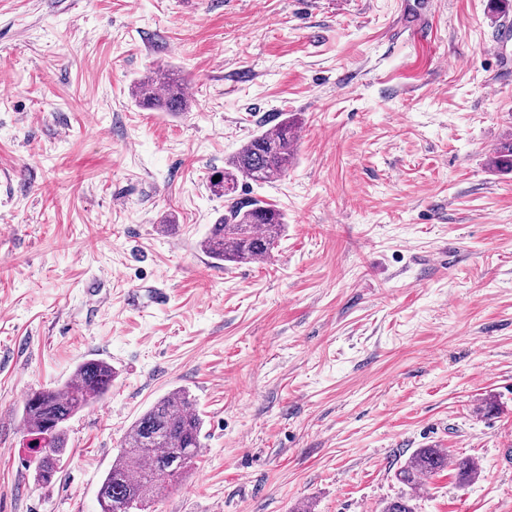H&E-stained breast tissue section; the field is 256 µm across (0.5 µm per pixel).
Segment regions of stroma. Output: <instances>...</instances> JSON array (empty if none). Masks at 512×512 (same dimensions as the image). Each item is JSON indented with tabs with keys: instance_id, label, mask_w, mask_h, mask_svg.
Wrapping results in <instances>:
<instances>
[{
	"instance_id": "1",
	"label": "stroma",
	"mask_w": 512,
	"mask_h": 512,
	"mask_svg": "<svg viewBox=\"0 0 512 512\" xmlns=\"http://www.w3.org/2000/svg\"><path fill=\"white\" fill-rule=\"evenodd\" d=\"M512 26L491 0H0V512H101L132 422L188 390L199 456L144 512H512ZM183 78L189 111L132 85ZM299 113L272 255L212 262L213 169ZM117 378L35 479L22 406ZM448 465L456 471L458 479L465 483L471 482L480 473V465L474 458H449L448 453L441 448H420L398 470L396 477L401 484L417 490L424 478L448 468Z\"/></svg>"
}]
</instances>
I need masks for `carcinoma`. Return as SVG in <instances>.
<instances>
[{
	"instance_id": "obj_1",
	"label": "carcinoma",
	"mask_w": 512,
	"mask_h": 512,
	"mask_svg": "<svg viewBox=\"0 0 512 512\" xmlns=\"http://www.w3.org/2000/svg\"><path fill=\"white\" fill-rule=\"evenodd\" d=\"M131 94L140 106L157 112L177 114L187 109L183 83L173 78L143 79L132 87ZM298 124L296 114L283 113L273 128L251 136L224 162L223 169L214 171L219 180L210 181V188L224 198L225 209L201 244L210 259L243 264L270 256L287 224L286 216L268 203L243 199L242 191L251 183H270L287 174L297 149ZM493 166L499 172H512L511 138L495 147ZM114 379L112 365L89 358L76 366L62 386L27 396L22 421L32 436L31 447L39 448L45 441L50 448V453L39 455L38 480L50 481L64 460L68 421L104 400ZM203 425L195 400L185 390H175L154 402L130 425L101 481V512H132L176 482L200 454ZM449 466L465 483L480 473L474 458H450L441 448H420L396 477L416 490L424 478ZM414 501L412 495L402 496L387 502L381 512H416Z\"/></svg>"
}]
</instances>
